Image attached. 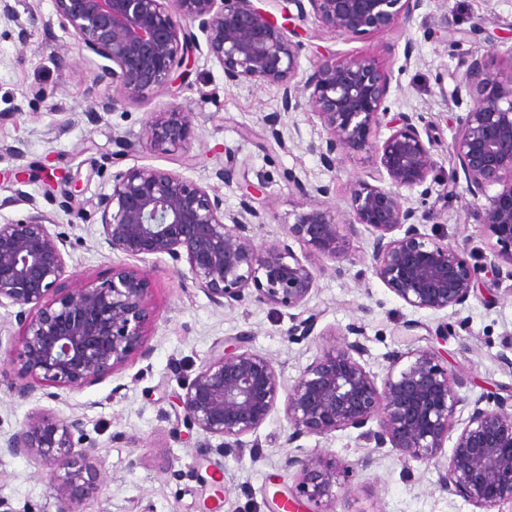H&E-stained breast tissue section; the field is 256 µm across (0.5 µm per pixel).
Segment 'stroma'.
<instances>
[{
	"label": "stroma",
	"mask_w": 512,
	"mask_h": 512,
	"mask_svg": "<svg viewBox=\"0 0 512 512\" xmlns=\"http://www.w3.org/2000/svg\"><path fill=\"white\" fill-rule=\"evenodd\" d=\"M11 3L20 19L33 11L52 28L34 29L25 43L15 24L0 22V223L23 218L37 207L70 224L69 272L79 279L105 278L117 265L136 267L157 314L145 328L151 358L131 360L93 385L58 387L53 396L23 401L15 395L24 381L18 369L0 371L1 435L34 413L83 419L100 450L102 488L83 501L81 512H282L276 492L287 494L296 487L285 466L290 427L283 408H276L256 432L260 455L255 459L246 453L211 454L199 447L197 438L176 433L173 402L182 384L194 378L225 340L241 334L247 335L251 350L273 362L287 386L323 346L332 344L334 334L354 324L367 349L363 362L377 376H384L390 351L433 347L465 378L462 395L474 398L512 387V368L499 359L503 338L512 333L511 277L485 278L481 294L461 310L417 311L373 275L372 235L364 230L352 242L350 260L338 267L323 261L306 306L318 322L313 335L303 338L289 335L287 309L252 303L216 307L192 283L186 265L166 257L128 258L101 245L93 205L99 194L110 192L113 173L134 166L181 172L216 187L230 218L239 211L238 185L247 168L270 180L256 202L263 216L254 228L256 244L286 240L295 252H303L302 243L288 237L303 197L284 181V172H294L306 187H326L327 201L342 212L350 186L373 172L370 152L350 149L337 168H325L307 149L326 135L316 115L304 108L283 113L277 87L225 83L221 66L203 55L179 90L162 89L148 99L125 102L101 122L89 123L84 112L93 99L117 92L111 82H93L102 58L84 50L75 54L74 66H60L53 44L70 45L74 39L56 26L53 0ZM296 29L301 45L297 83H304L313 60L323 54L374 60L391 78L388 108L422 116L437 139L434 157L444 170L452 165L448 146L465 113L451 97L453 74L474 59L486 72L512 74V0H425L409 25L387 32L338 35L310 18L297 21ZM36 88L47 95L37 106L31 103ZM172 105L192 113L193 138L188 149L159 153L139 136L148 113ZM273 119L282 134L278 142L269 135ZM121 136L134 141L132 150L118 146ZM221 166L231 169L229 182L215 177ZM40 167L71 173L83 182L85 190L74 204L81 218L68 219L49 203V196L60 195V186L39 180L17 185L14 172ZM403 198L405 205L424 203L437 212L423 232L444 237L469 262L480 260L486 250L476 222L481 202L465 185L451 192L440 178L431 182L427 198L409 191ZM407 322L412 330H404ZM442 323L453 326L454 336H437ZM301 443L309 453L333 455L348 464L336 491L337 512H473L463 498L442 490L440 464L405 461L390 447L367 449L353 430L311 435ZM368 455L375 459L369 468L362 464ZM49 474V466L37 460L0 459V498L15 512H57Z\"/></svg>",
	"instance_id": "1"
}]
</instances>
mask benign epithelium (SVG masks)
<instances>
[{
  "instance_id": "1",
  "label": "benign epithelium",
  "mask_w": 512,
  "mask_h": 512,
  "mask_svg": "<svg viewBox=\"0 0 512 512\" xmlns=\"http://www.w3.org/2000/svg\"><path fill=\"white\" fill-rule=\"evenodd\" d=\"M59 27L78 49L109 61L93 82L119 85L124 99L144 100L172 84H184L201 51L217 62L229 84L274 85L282 91L287 113L307 106L319 117L326 137L309 145L328 168L343 152L367 146L375 156V181L349 188L348 211L307 190L309 201L295 213L288 234L304 246L299 256L283 241L254 244L260 211L253 202L266 181L240 184V211L224 223V197L182 173L137 166L112 176V189L94 203L102 236L110 250L128 257L167 256L185 263L191 281L217 307L246 301L286 308L307 305L316 285V263L341 262L351 255V239L363 226L372 234L370 268L396 297L416 310L462 308L477 295L482 275L497 277L508 267L512 277V75L500 78L477 60L454 75L456 105L466 104L452 136L455 159L447 173L448 191L465 179L467 191L486 200L480 224L495 240L481 264L421 231L436 219L402 202L401 190H420L437 171L429 129L417 116L389 112L390 77L364 57L322 54L303 84L294 82L299 44L289 34L293 16L278 23L254 0H54ZM298 17L340 35L383 32L410 23L424 0H295ZM119 100L105 97L85 112L98 122ZM193 116L178 106L149 112L141 139L160 153L188 148ZM42 180L67 186L63 212L81 182L68 174L41 172ZM493 187L499 188L489 194ZM69 235L45 212L0 224V308L16 307L22 329L18 349L0 350V366H20L28 382L17 395L32 398L43 382L58 387L91 385L111 376L132 358L147 360L151 349L144 327L156 314L145 301L139 269L116 266L106 279L83 278L60 288L68 273ZM363 345L346 340L323 348L294 383L283 387L272 361L247 346V337L227 340L196 376L183 385L174 409L186 434L221 439L219 454L248 448L255 434L284 399L291 428L288 444L308 435L328 436L355 429L357 438L376 448L391 446L405 459L439 461L453 440L444 464L442 489L462 497L479 512L512 501V393L460 395L465 380L445 365L434 348L392 351L382 379L362 364ZM467 413L458 421L456 414ZM79 418L29 416L19 429L0 438V458L24 457L52 467L51 489L57 512H80L83 500L99 492L94 480L96 448L87 444ZM298 493L282 508L336 499L341 464L303 452L288 456Z\"/></svg>"
}]
</instances>
